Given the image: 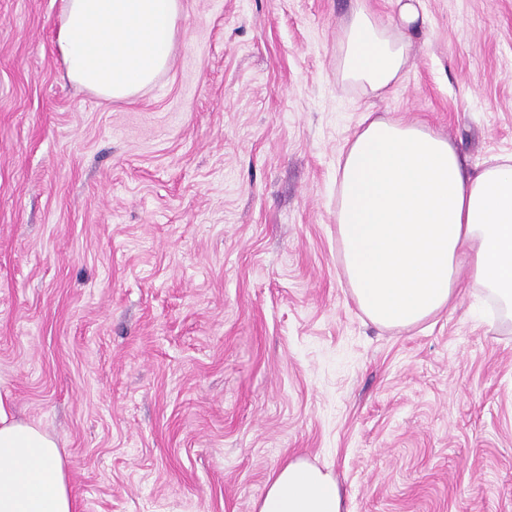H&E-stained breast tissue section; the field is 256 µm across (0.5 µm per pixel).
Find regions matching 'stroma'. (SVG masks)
<instances>
[{
  "label": "stroma",
  "instance_id": "obj_1",
  "mask_svg": "<svg viewBox=\"0 0 512 512\" xmlns=\"http://www.w3.org/2000/svg\"><path fill=\"white\" fill-rule=\"evenodd\" d=\"M396 0H181L172 60L71 83L62 0H0V398L58 443L79 512H252L288 459L345 512H512V325L481 291L419 326L354 302L336 241L365 115L512 154V0H422L400 81L336 76Z\"/></svg>",
  "mask_w": 512,
  "mask_h": 512
}]
</instances>
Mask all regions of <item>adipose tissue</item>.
I'll use <instances>...</instances> for the list:
<instances>
[{"label":"adipose tissue","mask_w":512,"mask_h":512,"mask_svg":"<svg viewBox=\"0 0 512 512\" xmlns=\"http://www.w3.org/2000/svg\"><path fill=\"white\" fill-rule=\"evenodd\" d=\"M421 0L387 23L357 6L342 27L336 74L369 95L400 79ZM181 0H63L58 44L67 76L122 100L168 66ZM338 241L351 295L376 326L407 329L449 309L462 284L512 321V155L466 172L448 139L423 126L366 119L341 168ZM0 512H77L58 444L0 400ZM253 512H344L335 475L304 458L270 478Z\"/></svg>","instance_id":"obj_1"}]
</instances>
